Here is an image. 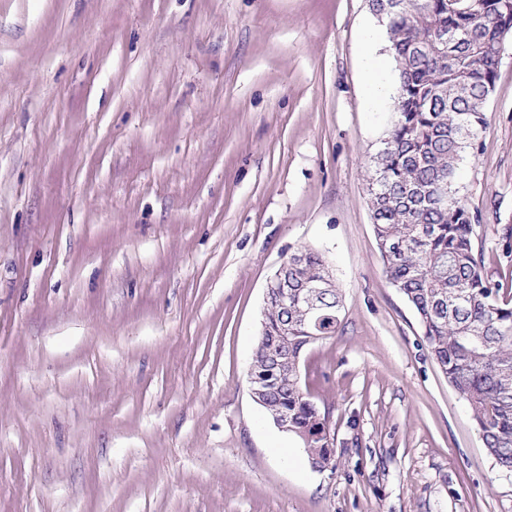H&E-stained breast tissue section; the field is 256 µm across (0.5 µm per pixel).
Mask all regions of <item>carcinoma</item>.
Returning <instances> with one entry per match:
<instances>
[{
    "label": "carcinoma",
    "mask_w": 512,
    "mask_h": 512,
    "mask_svg": "<svg viewBox=\"0 0 512 512\" xmlns=\"http://www.w3.org/2000/svg\"><path fill=\"white\" fill-rule=\"evenodd\" d=\"M387 19L396 63L395 117L374 160L370 209L384 273L411 305L448 383L469 405L484 445L502 475L512 476V288L484 274L476 250L479 216L459 194L465 154L486 127L485 106L497 78L495 21L464 11L467 0H397ZM457 32L455 57L442 61L441 31ZM447 184L448 203L434 189ZM288 308L267 304V331L251 356L253 375L268 383L266 414L288 411L289 433L311 467L329 453L327 416L295 373L310 336L336 335L341 289L325 258L300 248L286 259ZM311 297L318 312L309 310Z\"/></svg>",
    "instance_id": "obj_1"
}]
</instances>
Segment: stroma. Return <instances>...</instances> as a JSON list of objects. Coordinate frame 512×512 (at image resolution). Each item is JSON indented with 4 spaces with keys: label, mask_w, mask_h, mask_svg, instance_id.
<instances>
[{
    "label": "stroma",
    "mask_w": 512,
    "mask_h": 512,
    "mask_svg": "<svg viewBox=\"0 0 512 512\" xmlns=\"http://www.w3.org/2000/svg\"><path fill=\"white\" fill-rule=\"evenodd\" d=\"M368 0H0V512H512L386 279L368 177L393 117ZM459 183L512 276V35ZM326 258L302 374L335 468L262 421L267 280Z\"/></svg>",
    "instance_id": "obj_1"
}]
</instances>
